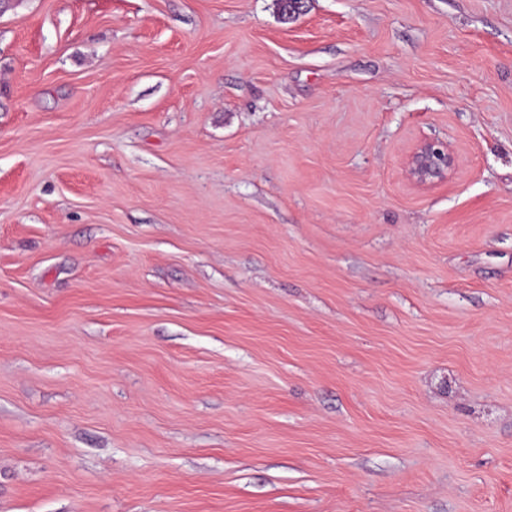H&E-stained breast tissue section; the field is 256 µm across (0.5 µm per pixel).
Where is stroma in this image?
Masks as SVG:
<instances>
[{
  "label": "stroma",
  "mask_w": 512,
  "mask_h": 512,
  "mask_svg": "<svg viewBox=\"0 0 512 512\" xmlns=\"http://www.w3.org/2000/svg\"><path fill=\"white\" fill-rule=\"evenodd\" d=\"M0 512H512V0H14ZM448 142L436 137L419 140L407 159L408 175L417 186L430 188L446 182L455 170Z\"/></svg>",
  "instance_id": "1"
}]
</instances>
